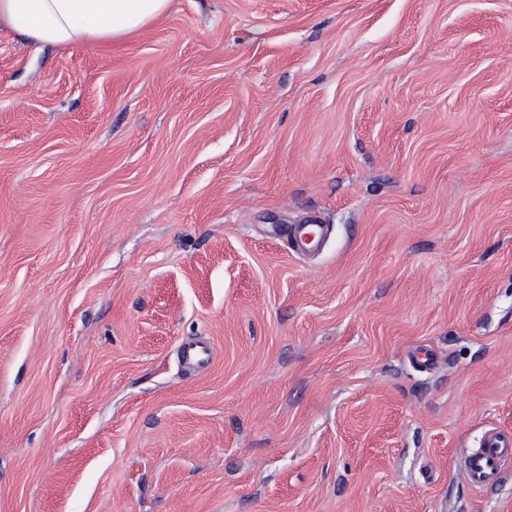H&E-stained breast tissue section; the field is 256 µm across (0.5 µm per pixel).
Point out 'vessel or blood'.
<instances>
[{"label": "vessel or blood", "mask_w": 512, "mask_h": 512, "mask_svg": "<svg viewBox=\"0 0 512 512\" xmlns=\"http://www.w3.org/2000/svg\"><path fill=\"white\" fill-rule=\"evenodd\" d=\"M329 235L328 226L321 224H297L289 226L288 240L297 250L320 247ZM179 360L190 372L203 370L211 361L212 350L203 341L184 343L179 349ZM512 465V431L488 430L482 436L478 448L464 457L462 472L474 487H496L506 466Z\"/></svg>", "instance_id": "1"}]
</instances>
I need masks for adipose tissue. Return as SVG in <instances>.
<instances>
[{
	"mask_svg": "<svg viewBox=\"0 0 512 512\" xmlns=\"http://www.w3.org/2000/svg\"><path fill=\"white\" fill-rule=\"evenodd\" d=\"M171 0H0V21L35 42L68 48L134 34L163 18Z\"/></svg>",
	"mask_w": 512,
	"mask_h": 512,
	"instance_id": "1",
	"label": "adipose tissue"
}]
</instances>
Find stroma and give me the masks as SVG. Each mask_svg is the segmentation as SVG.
Masks as SVG:
<instances>
[{"label": "stroma", "instance_id": "1", "mask_svg": "<svg viewBox=\"0 0 512 512\" xmlns=\"http://www.w3.org/2000/svg\"><path fill=\"white\" fill-rule=\"evenodd\" d=\"M492 426L512 0H172L67 49L0 23V512H512V469L461 472ZM329 235V227L321 224L288 225V240L296 250L318 249ZM178 356L187 371L197 372L210 363L212 350L205 341H190L180 347Z\"/></svg>", "mask_w": 512, "mask_h": 512}]
</instances>
